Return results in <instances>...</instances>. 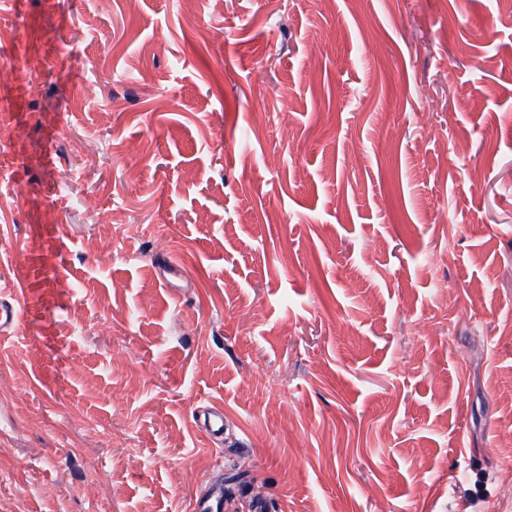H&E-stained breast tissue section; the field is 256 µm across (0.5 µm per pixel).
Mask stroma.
<instances>
[{
    "label": "stroma",
    "instance_id": "obj_1",
    "mask_svg": "<svg viewBox=\"0 0 512 512\" xmlns=\"http://www.w3.org/2000/svg\"><path fill=\"white\" fill-rule=\"evenodd\" d=\"M1 128L11 512H512V0H0ZM4 289H1L0 295V338L2 339L6 332L10 334L12 330H16L21 321L22 308L13 302L8 301L4 297ZM196 425L210 437L221 440L224 437V412L212 406L199 407L194 412ZM224 510V480H219L194 505V512H221Z\"/></svg>",
    "mask_w": 512,
    "mask_h": 512
}]
</instances>
